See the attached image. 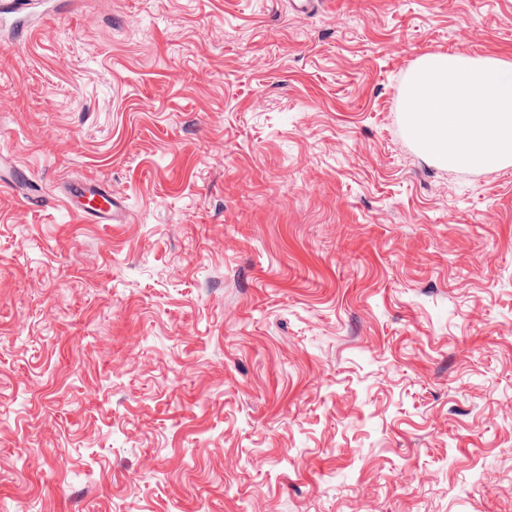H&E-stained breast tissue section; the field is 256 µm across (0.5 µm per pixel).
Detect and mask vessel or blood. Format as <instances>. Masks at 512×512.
Segmentation results:
<instances>
[{
	"instance_id": "b4317fda",
	"label": "vessel or blood",
	"mask_w": 512,
	"mask_h": 512,
	"mask_svg": "<svg viewBox=\"0 0 512 512\" xmlns=\"http://www.w3.org/2000/svg\"><path fill=\"white\" fill-rule=\"evenodd\" d=\"M62 194L66 203H78L82 221L91 224H124L129 211L122 197L94 180L67 182Z\"/></svg>"
}]
</instances>
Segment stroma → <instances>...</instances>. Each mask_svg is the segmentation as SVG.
Here are the masks:
<instances>
[{
	"label": "stroma",
	"instance_id": "1",
	"mask_svg": "<svg viewBox=\"0 0 512 512\" xmlns=\"http://www.w3.org/2000/svg\"><path fill=\"white\" fill-rule=\"evenodd\" d=\"M0 27V512H512V166L402 112L512 0H31ZM94 177L125 224L60 188ZM61 191L71 210L72 203H78L80 211L75 213L82 221L91 224H125L129 221L124 199L96 180L69 181Z\"/></svg>",
	"mask_w": 512,
	"mask_h": 512
}]
</instances>
